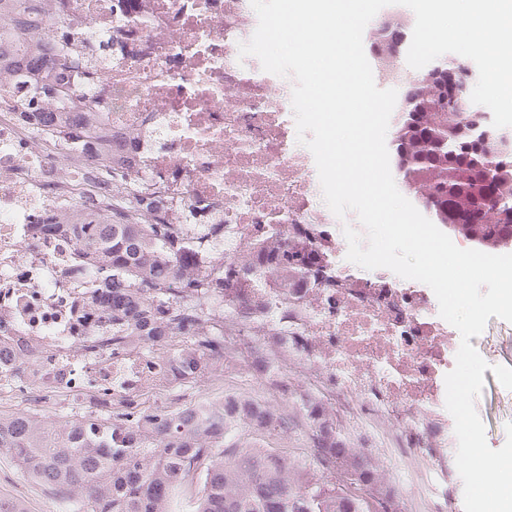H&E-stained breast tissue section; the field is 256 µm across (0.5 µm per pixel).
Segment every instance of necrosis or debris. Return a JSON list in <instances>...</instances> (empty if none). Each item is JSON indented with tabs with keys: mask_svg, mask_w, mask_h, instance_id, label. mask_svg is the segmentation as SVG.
<instances>
[{
	"mask_svg": "<svg viewBox=\"0 0 512 512\" xmlns=\"http://www.w3.org/2000/svg\"><path fill=\"white\" fill-rule=\"evenodd\" d=\"M150 2L145 10L138 0H71L78 37L109 46L100 93L113 129L133 132L141 176L190 194L205 223L249 240L276 231L318 255V304L288 302L295 354L346 397L349 420L376 417L395 430L384 447L416 473L415 484L398 489L410 512H450L456 436L444 415L445 376L457 349L454 327L432 313L433 291L384 268L353 275L337 265L348 247L344 226L359 222L316 203L322 189L312 153L298 147L293 78L239 55L258 24L250 0ZM413 27L394 4L365 30L370 54L388 56L384 71L401 94L420 76L403 64ZM70 164L63 147L27 154L10 114H0V335L30 346L0 389L26 397L77 399L137 377L136 361L115 364L111 347L93 345L112 320L89 306L97 278L76 271L74 240L40 231L60 210L40 187Z\"/></svg>",
	"mask_w": 512,
	"mask_h": 512,
	"instance_id": "1",
	"label": "necrosis or debris"
}]
</instances>
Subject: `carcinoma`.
Segmentation results:
<instances>
[{
	"mask_svg": "<svg viewBox=\"0 0 512 512\" xmlns=\"http://www.w3.org/2000/svg\"><path fill=\"white\" fill-rule=\"evenodd\" d=\"M34 0H0L13 13L15 28L31 27ZM17 82L30 88L0 90V113L9 112L27 132L32 155L67 144L72 169L47 179L58 199L78 195L79 218H50L46 231L64 225L79 247L76 265L99 279L91 307L112 317V355L129 357L144 349L180 346L165 357L143 360L140 385L118 395H88V411L49 424L29 413H0V452L12 455L23 472L55 498L76 500V512H175L189 496L192 512H269L273 499L283 512H399L379 462L362 458L333 433L323 400L296 396L311 430L308 463H290L260 439H241L247 426L265 432L271 420L281 431L292 420L276 415L251 395L227 393L220 401L200 399L172 408L141 398L146 382H193L209 365L229 360L227 336H260L261 347L288 360L289 289L277 288L281 306L259 296L243 299L233 291L258 272L256 260L276 261V276L288 272L293 256L282 241L263 236L252 250H238L222 224H204L193 200L172 190L160 177L139 176L140 159L112 131L107 109L97 96L105 52L61 28L54 41L30 36L23 47L0 43ZM420 100L432 106L413 125L398 127L396 139L410 151V179L433 196V204L459 216L465 226L485 233L486 216H496L493 231L512 235V207L492 209L483 196L481 168L462 152L437 153L420 144L429 129L448 127L451 141L468 145L495 162L512 165L503 154L500 133L480 142L472 122L453 107L435 110L437 83L421 81ZM232 253L224 261V251ZM24 346L0 335V361L17 360ZM366 475L374 492L360 499L333 482L332 475Z\"/></svg>",
	"mask_w": 512,
	"mask_h": 512,
	"instance_id": "obj_1",
	"label": "carcinoma"
}]
</instances>
